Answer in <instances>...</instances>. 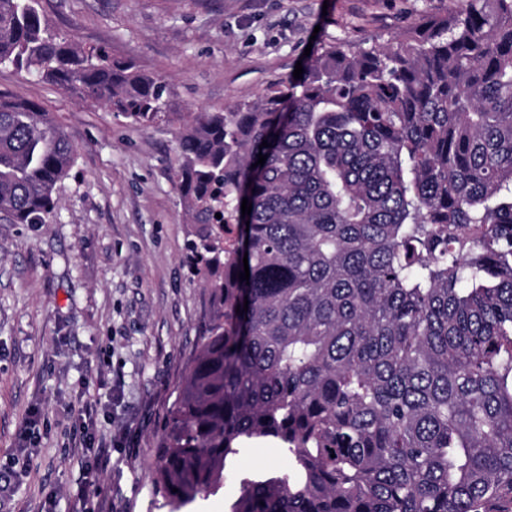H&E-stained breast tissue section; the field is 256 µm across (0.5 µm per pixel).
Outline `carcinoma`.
<instances>
[{
  "label": "carcinoma",
  "mask_w": 512,
  "mask_h": 512,
  "mask_svg": "<svg viewBox=\"0 0 512 512\" xmlns=\"http://www.w3.org/2000/svg\"><path fill=\"white\" fill-rule=\"evenodd\" d=\"M0 65L171 119L165 79L59 39L38 0H0ZM178 143L210 306L158 449L172 512L248 442L289 465L241 477L228 512H512V0L323 41L303 78L186 113ZM73 163L0 93L3 219L45 223Z\"/></svg>",
  "instance_id": "carcinoma-1"
}]
</instances>
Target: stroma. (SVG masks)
I'll return each instance as SVG.
<instances>
[{
	"label": "stroma",
	"mask_w": 512,
	"mask_h": 512,
	"mask_svg": "<svg viewBox=\"0 0 512 512\" xmlns=\"http://www.w3.org/2000/svg\"><path fill=\"white\" fill-rule=\"evenodd\" d=\"M56 35L164 76L170 122L150 128L9 66L0 91L38 103L67 133L74 164L43 224L0 223V465L39 408L36 452L5 512H75L82 477L65 409L82 384L97 430L125 436L84 512H170L157 450L200 343L209 290L185 262L192 230L172 177L182 112L258 98L292 75L310 39L364 48L395 41L450 0H39ZM270 444L243 448L223 488L185 512H224L236 474L283 464Z\"/></svg>",
	"instance_id": "stroma-1"
}]
</instances>
